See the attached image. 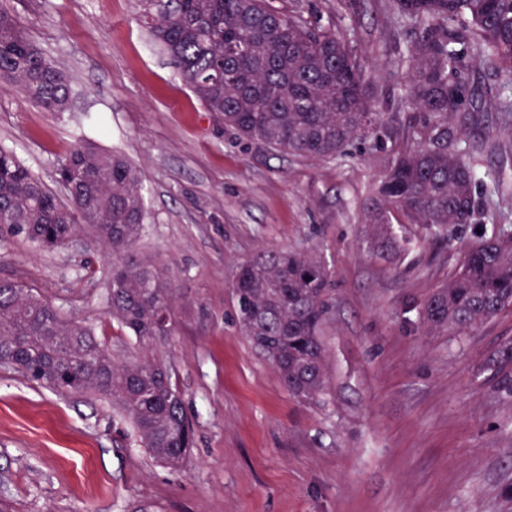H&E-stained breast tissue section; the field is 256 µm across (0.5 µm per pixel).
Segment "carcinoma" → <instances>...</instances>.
Listing matches in <instances>:
<instances>
[{
	"mask_svg": "<svg viewBox=\"0 0 512 512\" xmlns=\"http://www.w3.org/2000/svg\"><path fill=\"white\" fill-rule=\"evenodd\" d=\"M156 40L206 111L242 138L279 153L331 158L358 141L388 135L370 75L336 34L268 0H144ZM399 16L419 32L407 84L418 121L401 128L388 155L368 223L387 235L393 211L451 239L473 223L476 178L472 155L482 144L455 135L448 121L466 100L460 72L465 46L478 39L504 96L497 120L512 134V0H396ZM0 81L49 112L69 111L63 73L26 37L19 18L0 7ZM61 201L42 180L0 147V227L17 229L45 248L85 237L112 263L110 314L145 349L173 330V295L153 266L124 259L146 218L136 168L122 155L80 143L56 163ZM333 280L323 262L266 249L243 265L234 288L245 335L277 372L288 393L314 402L325 388L323 329ZM512 309V224L468 244L447 284L421 310L432 332L464 334ZM0 364L62 394L112 400L158 463L180 470L193 445L183 396L168 362L146 355L128 363L92 329L64 319L39 292L0 281ZM484 370L512 400V339Z\"/></svg>",
	"mask_w": 512,
	"mask_h": 512,
	"instance_id": "cac0c4a2",
	"label": "carcinoma"
}]
</instances>
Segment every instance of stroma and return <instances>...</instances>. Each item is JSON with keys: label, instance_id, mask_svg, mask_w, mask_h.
Masks as SVG:
<instances>
[{"label": "stroma", "instance_id": "obj_1", "mask_svg": "<svg viewBox=\"0 0 512 512\" xmlns=\"http://www.w3.org/2000/svg\"><path fill=\"white\" fill-rule=\"evenodd\" d=\"M0 3L71 88L70 111L48 112L0 84V145L54 190L57 160L79 141L138 167L147 217L133 254L173 289V331L158 352L194 431L186 465L171 470L111 402L0 365V499L15 512H512L501 495L512 484V401L482 371L512 337V310L463 336L427 331L420 317L491 215L452 240L397 215L393 233L408 245L386 246L363 206L397 139L321 160L273 152L205 111L153 40L141 0ZM274 4L333 27L371 74L391 129L415 120V29L393 0ZM467 86L475 118L452 121L454 132L500 146L473 157L475 197L511 213L512 166L500 159L512 136L496 129L492 64ZM264 248L315 256L333 274L319 401L291 397L239 326L236 277ZM111 276V257L81 240H0V280L37 289L128 362L141 350L110 315Z\"/></svg>", "mask_w": 512, "mask_h": 512}]
</instances>
